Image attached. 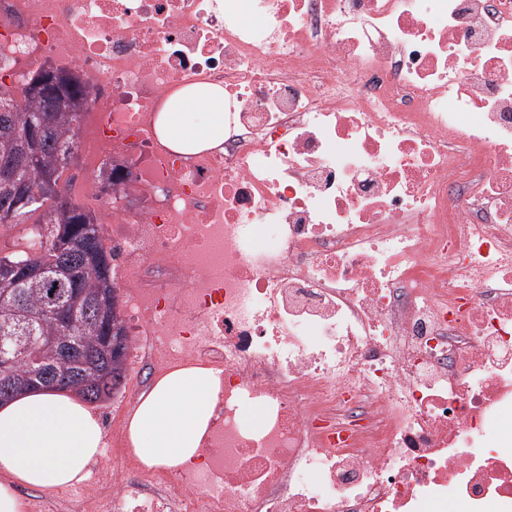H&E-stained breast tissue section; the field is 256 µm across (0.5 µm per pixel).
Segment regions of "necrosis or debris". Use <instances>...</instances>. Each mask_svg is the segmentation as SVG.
I'll use <instances>...</instances> for the list:
<instances>
[{
  "label": "necrosis or debris",
  "instance_id": "necrosis-or-debris-1",
  "mask_svg": "<svg viewBox=\"0 0 512 512\" xmlns=\"http://www.w3.org/2000/svg\"><path fill=\"white\" fill-rule=\"evenodd\" d=\"M0 0V63L85 76L132 361L221 385L200 462L90 512H512V0ZM223 88L224 141L156 120ZM247 404L261 406L252 427Z\"/></svg>",
  "mask_w": 512,
  "mask_h": 512
}]
</instances>
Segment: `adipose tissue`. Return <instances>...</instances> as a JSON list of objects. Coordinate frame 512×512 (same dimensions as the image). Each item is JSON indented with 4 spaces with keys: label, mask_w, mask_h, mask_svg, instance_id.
<instances>
[{
    "label": "adipose tissue",
    "mask_w": 512,
    "mask_h": 512,
    "mask_svg": "<svg viewBox=\"0 0 512 512\" xmlns=\"http://www.w3.org/2000/svg\"><path fill=\"white\" fill-rule=\"evenodd\" d=\"M175 151L197 153L224 140V91L217 86L178 91L157 122ZM220 377L185 365L156 380L128 423L133 454L150 468L195 462L208 431ZM103 430L75 393L38 390L0 404V512H22L17 487L53 491L84 481L102 452Z\"/></svg>",
    "instance_id": "ef3b65f1"
}]
</instances>
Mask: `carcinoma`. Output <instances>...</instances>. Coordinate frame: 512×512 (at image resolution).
I'll use <instances>...</instances> for the list:
<instances>
[{
	"instance_id": "cac0c4a2",
	"label": "carcinoma",
	"mask_w": 512,
	"mask_h": 512,
	"mask_svg": "<svg viewBox=\"0 0 512 512\" xmlns=\"http://www.w3.org/2000/svg\"><path fill=\"white\" fill-rule=\"evenodd\" d=\"M56 73L55 83L46 82L37 92L24 88L20 102L0 86V227L18 225L39 213L43 233L31 257L45 272L42 278L15 284L5 271L31 257L18 250L0 255V337H34L44 345L41 356L49 364L55 362L54 350L46 345L51 336L69 337L78 353H99L95 362L57 366L60 389L83 397L88 383L98 395L110 396L120 391L126 378V370L106 354L113 346L120 304V288L112 282V254L103 244L96 217L79 204L61 203L57 191L62 170L78 151L81 115L91 101L90 90L74 73ZM36 113L45 126L39 141L24 134ZM50 198L54 205L44 207ZM62 248L73 253L75 264L62 262ZM52 305L70 313L66 330H59L48 315ZM35 368L25 352L14 355L16 378H31Z\"/></svg>"
}]
</instances>
